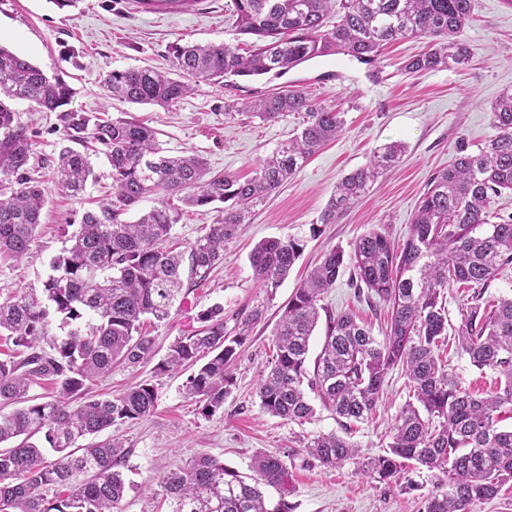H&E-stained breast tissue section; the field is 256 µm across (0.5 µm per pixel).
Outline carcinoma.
Segmentation results:
<instances>
[{
    "instance_id": "obj_1",
    "label": "carcinoma",
    "mask_w": 512,
    "mask_h": 512,
    "mask_svg": "<svg viewBox=\"0 0 512 512\" xmlns=\"http://www.w3.org/2000/svg\"><path fill=\"white\" fill-rule=\"evenodd\" d=\"M198 0H136L145 9L177 11ZM473 0H232L238 31L251 39L243 55L224 43H175V76L150 68L114 69L103 87L109 100L175 107L200 82L227 78L283 76L297 65L326 55L344 54L370 67L380 49L392 42L421 38L431 46L404 64L409 74L457 69L470 62L461 34ZM336 25L325 30L327 19ZM73 88L50 78L24 56L0 45V254L31 257L49 190L30 176L33 140L14 124L11 102L27 101L37 112H55L69 140L105 148L112 170V196L86 211L71 245L51 260L53 274L43 283L45 301L21 291L0 301V334L23 349V357L0 359V404L18 408L0 414V512H123L126 486L117 467L129 454L122 443L105 440L76 446L81 438L149 416L157 393L145 383L112 398L84 392L86 382L117 366L135 368L155 357V340L142 332L150 315L167 318L184 288L183 253L164 246L180 209L224 204L208 231L189 250V275L202 278L224 259V243L240 225L310 157L343 131L340 113L311 93L279 89L249 102L244 109L264 120L302 115L300 132L265 158L255 176L241 181L210 174L194 154L169 155L156 132L138 122L110 121L70 107ZM494 134L474 153L461 142L448 168L434 175L421 197L402 244L371 230L346 253L333 247L294 289L274 332L276 353L262 379V409L290 421H307L315 409L308 392L351 425L368 418L384 391L386 377L405 369L414 400L406 402L392 427L385 454L362 462L364 471L382 481L399 482L413 461L443 478L435 480L423 512H473L512 483V428L500 427L502 412L512 413V295L494 305L484 289L512 267V220L495 221L496 200L512 192V89L491 106ZM400 142L376 149L369 163L344 176L322 211L320 223L334 224L396 166ZM93 167L89 154L69 146L54 163L55 187L74 196L84 192ZM157 205L129 222L130 211L147 197ZM303 251L294 236L258 243L251 255L253 276L270 294L276 292ZM351 284L366 297L391 309L384 336L348 312L326 315L320 353L308 369L309 344L325 310L324 295L344 267ZM466 288L469 306L460 312L457 353L478 370L500 375V387L486 396L463 387L446 369L450 288ZM71 325L67 336L44 347L49 311ZM258 308L238 317L227 329L224 308L198 314L199 330L175 341L156 364L159 372L194 368L184 384L200 413L209 417L224 405L232 385L229 367L245 341ZM51 377L59 396L31 403L32 384ZM54 453L46 458L40 440ZM308 453L321 465L336 468L358 456V446L334 433L313 437ZM282 459L259 455L252 475L201 454L164 475L159 486L171 512H269L263 489L285 482Z\"/></svg>"
}]
</instances>
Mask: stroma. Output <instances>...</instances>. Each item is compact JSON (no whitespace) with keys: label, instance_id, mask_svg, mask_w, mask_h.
I'll use <instances>...</instances> for the list:
<instances>
[{"label":"stroma","instance_id":"obj_1","mask_svg":"<svg viewBox=\"0 0 512 512\" xmlns=\"http://www.w3.org/2000/svg\"><path fill=\"white\" fill-rule=\"evenodd\" d=\"M230 10L231 0H199L178 12L146 11L136 0H78L65 9L52 0H0V43L26 56L47 76L68 82L75 90V109L144 123L156 130L164 149L199 155L212 172L249 179L266 156L299 130L301 115L262 120L242 110L244 103L279 87L316 94L341 111L345 121L341 135L240 227L224 246L223 262L183 295L170 317L145 325L161 358L178 337L199 329L200 310L218 304L230 318L262 309L231 365L233 384L223 408L201 416L184 392L186 372L161 373L151 363L118 367L87 383L86 393L102 397L140 382L152 385L158 395L152 415L101 433L130 451L122 469L128 485L124 512H167L159 479L198 455L211 454L246 474L252 459L264 452L279 456L288 470L284 487L267 489L270 504L286 501L292 512H422L423 499L433 487L426 473L411 469L409 476L417 486L405 491L369 478L353 461L338 468L321 466L305 450L314 435L333 432L348 434L360 456L384 454L395 417L411 394L405 371L389 372L374 413L348 431L322 407L303 424L270 415L260 407L258 388L276 352L273 332L281 307L321 255L333 247L350 250L372 229L402 241L430 176L448 165L457 143L464 140L477 147L491 136L490 105L512 88V5L506 0H474L473 17L463 32L472 60L463 69L407 74L403 61L423 52L428 42L405 39L387 46L372 69L342 54L317 57L278 78L200 83L168 112L106 100L104 75L128 67L170 70L174 43L224 42L248 52L250 40L236 30ZM14 108L18 125L35 142L34 174L50 182L67 137L55 113L31 111L24 101L15 102ZM392 141L406 146L399 165L336 223L321 224V211L338 181L366 166L374 149ZM90 160L96 178L81 196L51 192L31 257L15 261L0 256V300L21 291L41 297L50 261L66 246L77 219L111 192L106 156L96 151ZM316 226L321 229L317 235L312 232ZM290 236L302 239L303 253L275 296L267 297L253 276L249 255L263 240ZM323 304L333 313L352 312L371 325L377 337L387 325V307L370 305L359 296L346 269Z\"/></svg>","mask_w":512,"mask_h":512}]
</instances>
